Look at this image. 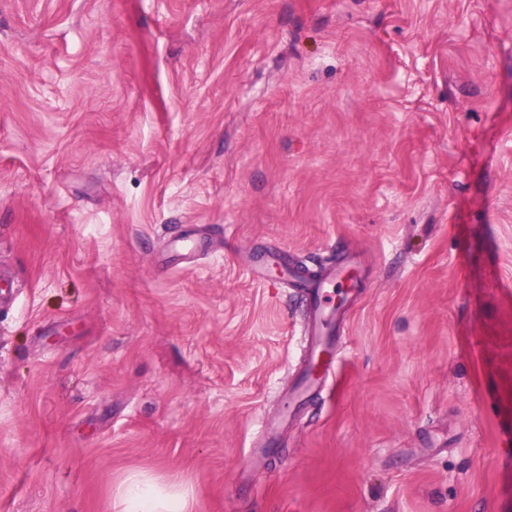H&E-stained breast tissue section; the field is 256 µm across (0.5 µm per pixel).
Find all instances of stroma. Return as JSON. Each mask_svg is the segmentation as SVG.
I'll list each match as a JSON object with an SVG mask.
<instances>
[{"label": "stroma", "mask_w": 512, "mask_h": 512, "mask_svg": "<svg viewBox=\"0 0 512 512\" xmlns=\"http://www.w3.org/2000/svg\"><path fill=\"white\" fill-rule=\"evenodd\" d=\"M273 254L360 273L299 405ZM141 473L512 512V0H0V512Z\"/></svg>", "instance_id": "35a3bbf8"}]
</instances>
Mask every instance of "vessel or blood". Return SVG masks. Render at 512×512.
<instances>
[{"label": "vessel or blood", "instance_id": "vessel-or-blood-1", "mask_svg": "<svg viewBox=\"0 0 512 512\" xmlns=\"http://www.w3.org/2000/svg\"><path fill=\"white\" fill-rule=\"evenodd\" d=\"M341 277V271L333 270L306 284L311 302L308 334L313 352L321 356L317 364L304 372L303 386L307 389L326 384L335 375L338 353L330 327L335 324L346 301L347 293L342 287Z\"/></svg>", "mask_w": 512, "mask_h": 512}]
</instances>
